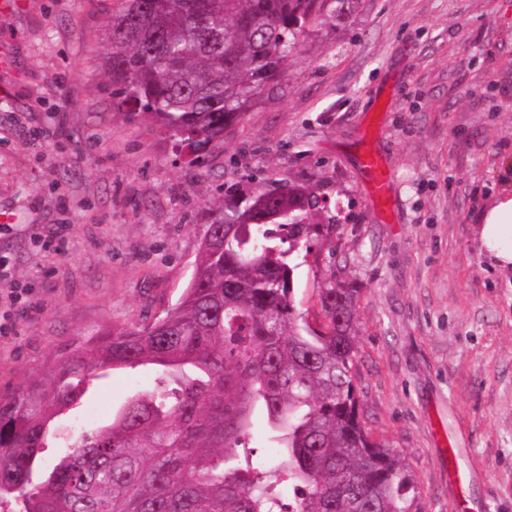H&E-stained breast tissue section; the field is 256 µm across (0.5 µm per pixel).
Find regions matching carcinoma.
Returning <instances> with one entry per match:
<instances>
[{"mask_svg": "<svg viewBox=\"0 0 512 512\" xmlns=\"http://www.w3.org/2000/svg\"><path fill=\"white\" fill-rule=\"evenodd\" d=\"M355 0H115L103 54L116 105L200 153L283 75L301 37ZM212 213L192 280L146 325L76 342L49 370L0 396V504L22 512H409L412 478L360 420L353 385L356 289L329 285L326 329L294 304L289 257L319 225L314 188L262 209ZM154 364L155 390L41 457L55 417L97 369ZM261 410L275 462L253 463ZM288 485L292 494L284 495Z\"/></svg>", "mask_w": 512, "mask_h": 512, "instance_id": "1", "label": "carcinoma"}]
</instances>
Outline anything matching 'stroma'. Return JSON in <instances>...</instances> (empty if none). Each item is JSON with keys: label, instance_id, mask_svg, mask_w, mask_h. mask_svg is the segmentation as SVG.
Here are the masks:
<instances>
[{"label": "stroma", "instance_id": "stroma-1", "mask_svg": "<svg viewBox=\"0 0 512 512\" xmlns=\"http://www.w3.org/2000/svg\"><path fill=\"white\" fill-rule=\"evenodd\" d=\"M112 5L29 0L0 17L13 60L0 72V395L74 340L175 305L228 188L311 186L321 229L290 259L295 305L316 325L321 288H358L357 410L412 474L411 512H512V275L476 230L512 169V0H358L198 155L116 108L101 55ZM370 151L388 171L385 213ZM156 374L91 380L60 432L93 427ZM362 166L369 175L374 200L384 204L387 199L388 183L382 161L378 156L368 154L363 157Z\"/></svg>", "mask_w": 512, "mask_h": 512}]
</instances>
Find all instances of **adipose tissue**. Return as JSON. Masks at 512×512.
I'll list each match as a JSON object with an SVG mask.
<instances>
[{
	"label": "adipose tissue",
	"instance_id": "adipose-tissue-1",
	"mask_svg": "<svg viewBox=\"0 0 512 512\" xmlns=\"http://www.w3.org/2000/svg\"><path fill=\"white\" fill-rule=\"evenodd\" d=\"M479 235L502 273H512V189L487 202L477 215Z\"/></svg>",
	"mask_w": 512,
	"mask_h": 512
}]
</instances>
